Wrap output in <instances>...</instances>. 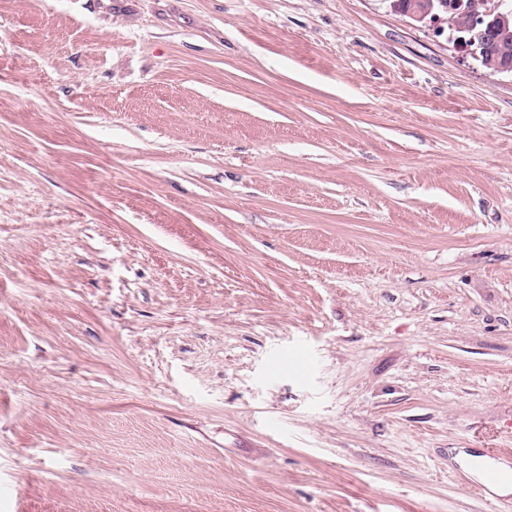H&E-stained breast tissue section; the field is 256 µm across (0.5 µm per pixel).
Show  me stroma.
Returning <instances> with one entry per match:
<instances>
[{"label": "stroma", "instance_id": "obj_1", "mask_svg": "<svg viewBox=\"0 0 512 512\" xmlns=\"http://www.w3.org/2000/svg\"><path fill=\"white\" fill-rule=\"evenodd\" d=\"M512 76L387 0H0V512H498ZM484 456H479V469L482 472L483 480L486 484L493 485L498 484L504 481H508L512 483V468L511 470L505 471L504 469H508L507 465H502V468L498 467L496 463H492L489 460L483 458Z\"/></svg>", "mask_w": 512, "mask_h": 512}]
</instances>
